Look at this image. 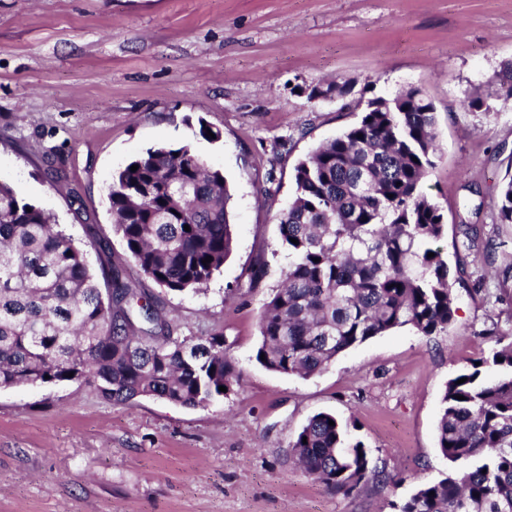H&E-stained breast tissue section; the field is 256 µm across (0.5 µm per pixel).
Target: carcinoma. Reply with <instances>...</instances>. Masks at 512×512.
<instances>
[{
  "label": "carcinoma",
  "mask_w": 512,
  "mask_h": 512,
  "mask_svg": "<svg viewBox=\"0 0 512 512\" xmlns=\"http://www.w3.org/2000/svg\"><path fill=\"white\" fill-rule=\"evenodd\" d=\"M436 150L433 104L411 87L369 101L358 124L298 163L280 217L288 271L260 315L262 366L309 377L394 329L432 336L453 325L452 285L464 268L448 266L443 214L422 190ZM108 200L113 231L159 287L197 293L222 272L232 193L189 147L143 150L113 175ZM497 221L512 224V178ZM109 281L101 290L53 215L1 182L0 386L84 381L112 402L185 406L236 391L223 335L176 336L119 269ZM437 441L448 473L420 483L400 512H512V340L448 379ZM289 448L306 475L345 496L383 481L379 460L333 414L309 417Z\"/></svg>",
  "instance_id": "1"
}]
</instances>
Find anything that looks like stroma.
Masks as SVG:
<instances>
[{
    "mask_svg": "<svg viewBox=\"0 0 512 512\" xmlns=\"http://www.w3.org/2000/svg\"><path fill=\"white\" fill-rule=\"evenodd\" d=\"M510 62L512 0H0V181L52 213L92 271L108 248L177 335H223L242 374L200 407L113 403L77 382L0 389V512H399L440 479L445 384L492 353L487 329L512 333V224L495 221L512 97L487 84ZM332 80L349 93L308 98ZM413 86L436 112L423 188L445 217L441 247L468 263L454 324L393 330L308 378L266 369L259 319L288 268L279 217L295 166L369 100ZM471 96L491 111L465 108ZM159 144L190 146L233 195L234 249L197 294L146 278L112 229L113 175ZM320 412L385 462L387 482L345 496L303 474L288 444Z\"/></svg>",
    "mask_w": 512,
    "mask_h": 512,
    "instance_id": "1",
    "label": "stroma"
}]
</instances>
